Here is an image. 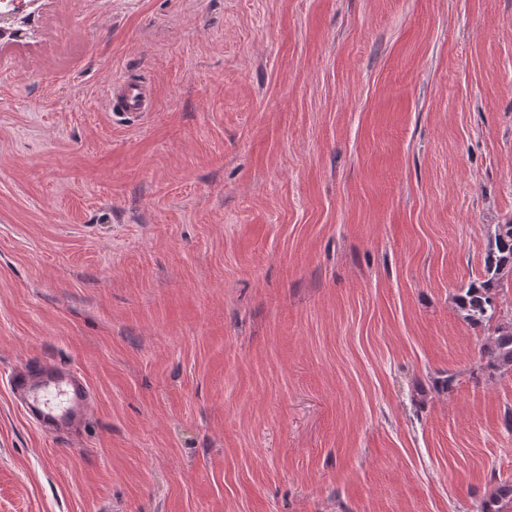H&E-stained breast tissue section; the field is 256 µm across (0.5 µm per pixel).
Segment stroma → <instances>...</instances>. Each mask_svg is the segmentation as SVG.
<instances>
[{
    "label": "stroma",
    "mask_w": 512,
    "mask_h": 512,
    "mask_svg": "<svg viewBox=\"0 0 512 512\" xmlns=\"http://www.w3.org/2000/svg\"><path fill=\"white\" fill-rule=\"evenodd\" d=\"M511 220L512 0H39L0 39V512H477L512 372L455 296ZM38 362L79 437L14 401ZM105 101L111 114L127 120L144 118L152 107L150 91L141 83L129 79L108 87L105 91ZM11 393L26 417L43 431L79 432L85 425L92 391L84 376L68 365L24 366L8 378Z\"/></svg>",
    "instance_id": "stroma-1"
}]
</instances>
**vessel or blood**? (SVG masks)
<instances>
[{"mask_svg":"<svg viewBox=\"0 0 512 512\" xmlns=\"http://www.w3.org/2000/svg\"><path fill=\"white\" fill-rule=\"evenodd\" d=\"M107 107L122 119H141L152 95L141 83L122 80L105 91ZM11 393L26 417L44 431L79 432L85 425L92 391L84 376L67 365L21 367L8 378Z\"/></svg>","mask_w":512,"mask_h":512,"instance_id":"b4317fda","label":"vessel or blood"}]
</instances>
